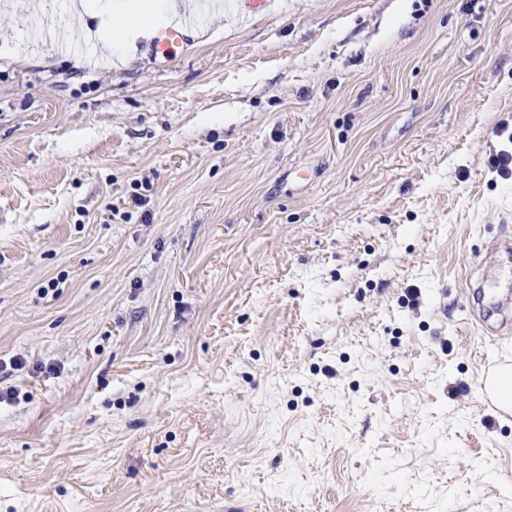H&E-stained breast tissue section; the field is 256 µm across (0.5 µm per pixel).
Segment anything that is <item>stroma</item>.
<instances>
[{
	"label": "stroma",
	"instance_id": "obj_1",
	"mask_svg": "<svg viewBox=\"0 0 512 512\" xmlns=\"http://www.w3.org/2000/svg\"><path fill=\"white\" fill-rule=\"evenodd\" d=\"M0 7V512H512V0H275L173 61ZM37 35L38 42L51 45L56 53L71 51L74 47L71 39L66 37V30L55 24L47 23L37 30ZM491 250H495V251L501 253L502 255H504L506 258V262L495 273V276L489 275L488 276L489 278L486 279L485 282L479 287L482 289L477 291V295L482 296L483 299L486 297L491 298V294L495 288V283L497 280H499V278L497 276L499 274V272H503L506 270L509 271L511 279H512V263H511L512 241H511V239L510 238H508V239L497 238L496 240L493 241V247L491 248ZM484 288H489V289L486 291ZM495 388L496 395L495 400L500 403L501 407L508 409L511 407L509 400V392L512 390V369L510 371L508 366L501 368L492 379Z\"/></svg>",
	"mask_w": 512,
	"mask_h": 512
}]
</instances>
